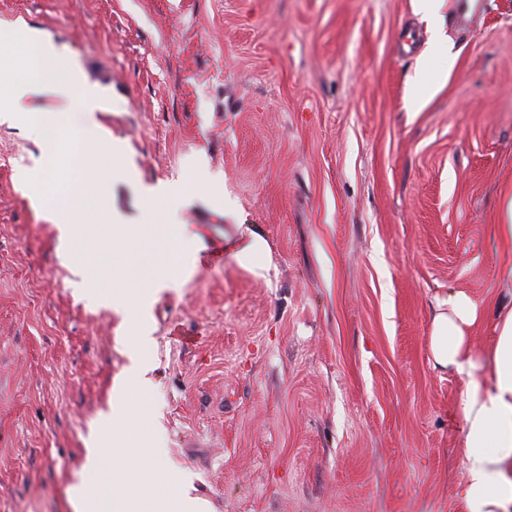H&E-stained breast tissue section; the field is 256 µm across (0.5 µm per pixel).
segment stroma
<instances>
[{
    "mask_svg": "<svg viewBox=\"0 0 512 512\" xmlns=\"http://www.w3.org/2000/svg\"><path fill=\"white\" fill-rule=\"evenodd\" d=\"M0 0L105 100L88 240L148 221L143 186H201L194 249L151 304L135 413L206 512H459L462 377L434 368L436 297L503 294L492 226L512 174V0ZM429 83L416 90L421 72ZM0 124V512H74L91 427L128 364L99 260L70 256L18 180L47 157ZM253 230L264 269L225 253Z\"/></svg>",
    "mask_w": 512,
    "mask_h": 512,
    "instance_id": "35a3bbf8",
    "label": "stroma"
}]
</instances>
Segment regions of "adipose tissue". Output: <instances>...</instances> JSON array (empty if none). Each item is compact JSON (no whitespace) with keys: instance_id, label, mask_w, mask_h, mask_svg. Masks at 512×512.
I'll list each match as a JSON object with an SVG mask.
<instances>
[{"instance_id":"adipose-tissue-1","label":"adipose tissue","mask_w":512,"mask_h":512,"mask_svg":"<svg viewBox=\"0 0 512 512\" xmlns=\"http://www.w3.org/2000/svg\"><path fill=\"white\" fill-rule=\"evenodd\" d=\"M485 312L464 291L436 298L430 322L433 367L465 378L460 450L466 476L461 512H512V305L492 319L493 343L475 350L471 331Z\"/></svg>"}]
</instances>
